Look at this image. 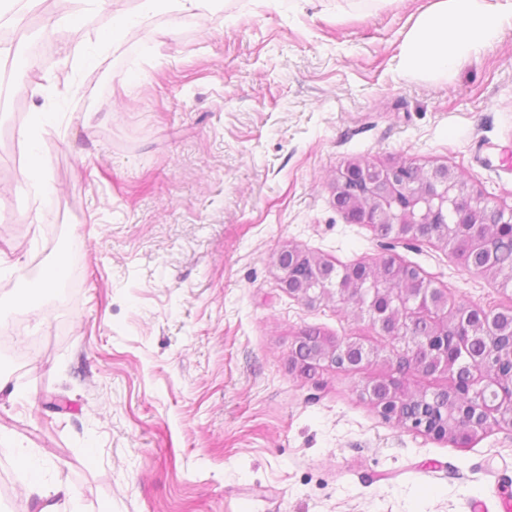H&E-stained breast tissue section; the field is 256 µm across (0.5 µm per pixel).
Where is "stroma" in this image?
<instances>
[{
    "instance_id": "obj_1",
    "label": "stroma",
    "mask_w": 512,
    "mask_h": 512,
    "mask_svg": "<svg viewBox=\"0 0 512 512\" xmlns=\"http://www.w3.org/2000/svg\"><path fill=\"white\" fill-rule=\"evenodd\" d=\"M431 0H220L158 13L94 66L64 13L78 0H0L20 37L15 92L0 103V248L19 271L0 297L68 275L39 309H0V512H38L16 459L63 483L59 512H499L512 496V428L458 447L384 417L360 395L389 376L290 369L316 328L388 339L335 304L309 307L278 281L292 244L335 266L383 256L334 202L339 166H447L512 207V26L445 76H414L400 48ZM47 47L38 71L26 49ZM55 123L39 199L20 135ZM397 254L451 302L512 306L491 275L422 242Z\"/></svg>"
}]
</instances>
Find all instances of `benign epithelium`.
<instances>
[{
    "instance_id": "7a95c632",
    "label": "benign epithelium",
    "mask_w": 512,
    "mask_h": 512,
    "mask_svg": "<svg viewBox=\"0 0 512 512\" xmlns=\"http://www.w3.org/2000/svg\"><path fill=\"white\" fill-rule=\"evenodd\" d=\"M416 166L409 161L396 160L382 166L366 164L361 161L349 162L336 171L333 183L334 198L339 199L355 181L370 186L380 193L374 204L357 202L343 210L346 219L353 224H421V212H431L437 217L448 218V213L458 216L460 224L479 223V213L471 206L474 201L481 206L490 208L489 202L480 194L467 187L463 179L446 166L436 167L427 173L417 172L413 178L410 171ZM298 249L286 245L279 250L275 258V266L279 271V281L283 290L308 306H315L326 299H334L336 303L345 305L352 300L356 289L350 287L351 278L343 276L333 281L331 287L322 288L314 293L308 288L298 285L292 272V264ZM387 259L393 262L395 269L405 271L412 276L414 287L402 288L390 293L382 288L387 299L405 304L406 313L414 315L426 313L439 307H450L449 316L458 315L455 306L448 305V295L433 286L431 277L413 264L402 260L397 255H389ZM359 318H367L380 332L397 335V321L394 310L387 307L380 309L372 301L357 313ZM346 340L332 336L321 341L320 350L311 362H300L296 356H291L294 370L312 376L316 369L335 364L336 357L342 355L347 348ZM467 388L471 392H490L488 400L482 398L471 404L468 420L459 424L457 433L474 437L488 429L495 422L505 423L512 418V394L505 392L492 364L486 363L475 369L469 376ZM389 395L385 399H374V404L386 417H394L399 411L408 392L405 383L398 379L388 381ZM415 428L437 439L448 438V430L427 419L422 422L411 421Z\"/></svg>"
}]
</instances>
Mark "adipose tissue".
Segmentation results:
<instances>
[{"label":"adipose tissue","mask_w":512,"mask_h":512,"mask_svg":"<svg viewBox=\"0 0 512 512\" xmlns=\"http://www.w3.org/2000/svg\"><path fill=\"white\" fill-rule=\"evenodd\" d=\"M216 0H138L134 13L114 16L109 28L87 45L84 62L95 64L129 28L144 26L158 10L191 15L214 5ZM512 23V0H432L408 30L400 52V64L409 74L445 75L481 46L495 39L504 24ZM56 115L49 108L32 113L31 122L20 132L30 150L32 173L41 196L53 187L40 152L42 131Z\"/></svg>","instance_id":"ef3b65f1"}]
</instances>
